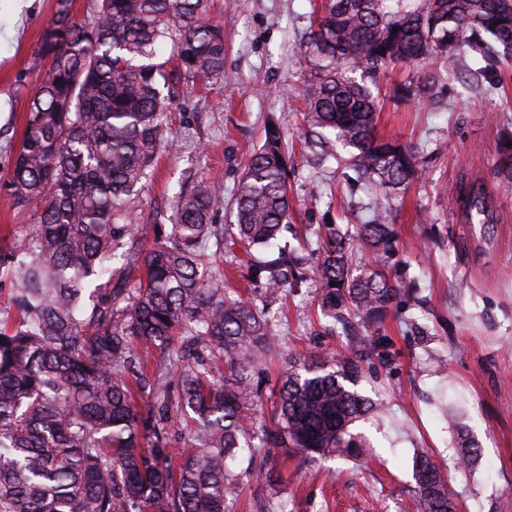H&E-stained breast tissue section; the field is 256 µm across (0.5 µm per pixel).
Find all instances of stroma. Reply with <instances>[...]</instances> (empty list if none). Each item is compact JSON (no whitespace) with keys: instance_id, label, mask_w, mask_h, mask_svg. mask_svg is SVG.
Here are the masks:
<instances>
[{"instance_id":"35a3bbf8","label":"stroma","mask_w":512,"mask_h":512,"mask_svg":"<svg viewBox=\"0 0 512 512\" xmlns=\"http://www.w3.org/2000/svg\"><path fill=\"white\" fill-rule=\"evenodd\" d=\"M321 0H211L224 24V76L209 87L181 85L165 117L169 142L159 154L136 211L170 222L171 198L217 177L219 223L229 220L234 188L268 120L283 129L294 170L290 236L311 224L365 223L377 192L349 190L350 153L320 161L303 120L309 62L304 55ZM56 0H0V233L20 238L33 218L3 184L22 138L32 88L47 75L38 58ZM475 89L453 77L433 103L385 101L380 135L408 143L424 176L393 202L404 278L420 282L381 329L391 359L367 371L358 390L387 411L354 427L365 457L320 459L274 451L276 485H245L234 512H402L414 494L416 456L427 453L448 475L459 512H512V183L495 175L498 150L512 137V59L501 57ZM479 187L485 223H468L448 199L452 187ZM287 326L283 354L262 366L261 397L272 408L290 352L342 349L341 334L320 327L314 288L274 305ZM477 448V463L455 462Z\"/></svg>"}]
</instances>
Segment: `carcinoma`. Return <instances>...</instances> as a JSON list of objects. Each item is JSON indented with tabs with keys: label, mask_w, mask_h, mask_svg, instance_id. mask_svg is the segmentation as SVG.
Instances as JSON below:
<instances>
[{
	"label": "carcinoma",
	"mask_w": 512,
	"mask_h": 512,
	"mask_svg": "<svg viewBox=\"0 0 512 512\" xmlns=\"http://www.w3.org/2000/svg\"><path fill=\"white\" fill-rule=\"evenodd\" d=\"M209 0H96L81 22L73 0L57 10L37 48L49 72L28 107L9 190L33 216L31 231L0 246V512H231L243 480H274V448L358 457L350 432L379 409L357 386L362 363L387 362L381 326L416 280L392 275L398 237L390 199L421 178L409 145L377 133L380 76L441 59L454 72L472 53L512 54V0H325L305 45L308 126L353 149L356 184L381 192L369 219L311 228L317 305L336 331L354 317L351 355L292 354L270 418L253 382L280 348L272 299L301 287L303 257L280 244L288 229L285 135L268 122L235 187L230 223H214L217 185L202 178L173 196L169 231L133 209L167 143L176 87L224 74V26ZM173 45L167 58L159 56ZM437 71L390 88L398 102H430ZM495 174L512 180V147ZM474 222L477 195L462 201ZM237 247L253 285L224 287L210 256ZM143 270L139 287L112 263ZM166 356L151 362L153 352ZM189 447H170L171 387ZM148 399L147 411L140 400ZM150 441L147 448L144 441ZM245 468L236 470V466ZM407 512H448L447 480L426 454L415 460Z\"/></svg>",
	"instance_id": "carcinoma-1"
}]
</instances>
